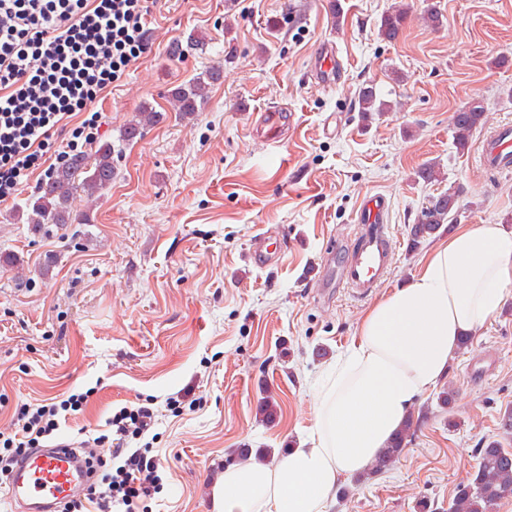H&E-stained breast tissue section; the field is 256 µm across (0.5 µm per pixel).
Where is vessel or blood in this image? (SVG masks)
Masks as SVG:
<instances>
[{"label":"vessel or blood","mask_w":512,"mask_h":512,"mask_svg":"<svg viewBox=\"0 0 512 512\" xmlns=\"http://www.w3.org/2000/svg\"><path fill=\"white\" fill-rule=\"evenodd\" d=\"M480 157L489 170L512 172V122L495 124L480 142ZM386 202L368 196L357 221L364 224L358 246L336 269V286L365 297L377 288L390 269L399 241L384 228ZM96 474L85 457L72 448L33 449L11 473L7 497L20 512H56L61 501L84 493Z\"/></svg>","instance_id":"obj_1"}]
</instances>
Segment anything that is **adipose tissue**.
<instances>
[{"instance_id":"1","label":"adipose tissue","mask_w":512,"mask_h":512,"mask_svg":"<svg viewBox=\"0 0 512 512\" xmlns=\"http://www.w3.org/2000/svg\"><path fill=\"white\" fill-rule=\"evenodd\" d=\"M511 298L512 230L460 228L367 312L356 342L319 382L306 445L277 468L225 472L214 489L220 512H328L339 482L367 468L445 374L459 339Z\"/></svg>"}]
</instances>
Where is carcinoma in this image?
I'll list each match as a JSON object with an SVG mask.
<instances>
[{
  "label": "carcinoma",
  "instance_id": "1",
  "mask_svg": "<svg viewBox=\"0 0 512 512\" xmlns=\"http://www.w3.org/2000/svg\"><path fill=\"white\" fill-rule=\"evenodd\" d=\"M405 21V12L390 13L382 17L379 35L391 42L398 38ZM222 78V70L212 68L175 88L171 93L173 107L183 114L197 111L198 102L205 99L209 87ZM359 111L364 114L382 112L386 104L377 102L376 91L371 86L362 87L357 94ZM159 119L157 112L142 108L125 129L126 141L134 140L140 127ZM456 147L468 149L473 132L485 123V108L479 101H472L453 113L451 119ZM114 147L104 142L96 147L93 155L80 154L54 171L42 183L29 204L28 221L36 228L48 224H70V199L77 190L92 196L112 184L114 175ZM459 192L454 187L431 197L420 211L417 222L409 230L410 248L416 249L425 241L440 235L442 228L452 230L458 208ZM414 417L408 418L392 438L389 447L372 464L371 472H384L402 455L408 438L413 435ZM512 494V452L501 447L497 440H490L479 448L475 472L468 481L461 483L455 492L449 512H492L493 506L504 496Z\"/></svg>",
  "mask_w": 512,
  "mask_h": 512
}]
</instances>
